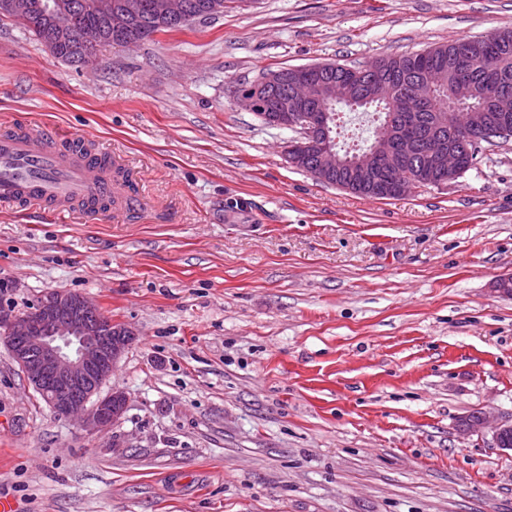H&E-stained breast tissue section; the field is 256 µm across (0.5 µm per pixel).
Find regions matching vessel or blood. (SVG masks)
Returning <instances> with one entry per match:
<instances>
[{
    "label": "vessel or blood",
    "mask_w": 512,
    "mask_h": 512,
    "mask_svg": "<svg viewBox=\"0 0 512 512\" xmlns=\"http://www.w3.org/2000/svg\"><path fill=\"white\" fill-rule=\"evenodd\" d=\"M110 157L49 130L0 131V204L37 205L56 216L92 214L101 204L133 208Z\"/></svg>",
    "instance_id": "b4317fda"
}]
</instances>
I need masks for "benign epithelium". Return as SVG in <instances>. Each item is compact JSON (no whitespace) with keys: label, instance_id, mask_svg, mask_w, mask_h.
<instances>
[{"label":"benign epithelium","instance_id":"obj_1","mask_svg":"<svg viewBox=\"0 0 512 512\" xmlns=\"http://www.w3.org/2000/svg\"><path fill=\"white\" fill-rule=\"evenodd\" d=\"M92 4L115 34L133 27L147 11L177 25L197 18L189 0H154L149 4L144 0H122L118 4L111 0H75L71 6L74 11H81ZM31 15L32 0H0V18L23 19ZM65 42L80 46L82 62L96 58L98 41L62 20L46 46L56 56L58 45ZM332 69L334 66L327 63L299 66L294 68L297 77L292 80L285 70L266 72L249 86L234 88L233 96L264 123L295 133L285 149L292 166L308 167L314 178L325 183L333 174L345 178L346 183H336L339 188L373 184L381 174L396 167L398 152L416 148L413 124L390 123L370 152L344 162L331 142L330 115L314 118L306 106L316 101L353 98L367 72L362 69L353 78L327 82L324 74ZM412 87L426 98L441 90L434 75L415 80ZM478 94L489 100L496 112L494 121L487 126L488 134L512 124V97L502 84L484 85ZM430 142L424 166L432 174L431 183L443 186L457 178L462 156L473 153V147L464 137L448 143L436 131ZM135 336L129 325L113 321L87 294L49 290L24 313L0 303V340L29 385L44 397L56 416L77 420L89 433L106 431L124 420L129 403L127 392L114 388L102 396L100 390ZM458 433L463 438L490 434L500 446L503 437L512 433V415L482 411L476 422L462 418Z\"/></svg>","mask_w":512,"mask_h":512}]
</instances>
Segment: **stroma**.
Listing matches in <instances>:
<instances>
[{
	"label": "stroma",
	"instance_id": "35a3bbf8",
	"mask_svg": "<svg viewBox=\"0 0 512 512\" xmlns=\"http://www.w3.org/2000/svg\"><path fill=\"white\" fill-rule=\"evenodd\" d=\"M512 26V0H250L95 64L0 20V124L55 125L150 208L0 205L26 312L95 298L136 340L103 392L121 425L56 417L0 342V498L16 512H512V451L459 436L512 412V141L442 187L371 199L290 165L291 131L229 82L352 68Z\"/></svg>",
	"mask_w": 512,
	"mask_h": 512
}]
</instances>
